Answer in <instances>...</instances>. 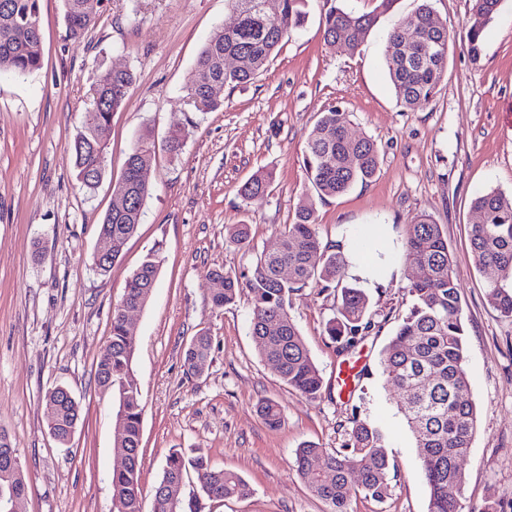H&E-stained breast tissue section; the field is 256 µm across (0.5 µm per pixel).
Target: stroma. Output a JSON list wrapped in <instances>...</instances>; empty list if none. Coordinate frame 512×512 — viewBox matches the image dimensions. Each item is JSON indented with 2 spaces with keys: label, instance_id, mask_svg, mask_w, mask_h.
Returning <instances> with one entry per match:
<instances>
[{
  "label": "stroma",
  "instance_id": "1",
  "mask_svg": "<svg viewBox=\"0 0 512 512\" xmlns=\"http://www.w3.org/2000/svg\"><path fill=\"white\" fill-rule=\"evenodd\" d=\"M418 0H396L354 52L323 40L322 0H309L304 24L286 38L253 83L220 94L223 109L199 111L183 90L198 52L234 16L225 0H101L94 26L71 38L63 0H40L42 65L24 78H0V428L17 448L27 481L21 512H112L111 477L122 464L120 424L101 396L96 363L112 313L145 256L163 263L147 306L130 313L138 340L133 367L144 407L140 480L152 492L170 449L204 456L240 474L244 496L203 500V512H328L295 467L300 443L342 448L352 414L386 434L389 495L352 500L351 512H428L419 450L386 385L381 353L412 306L417 276L402 251L400 272L367 289L375 328L355 349L337 354L324 332L333 291L309 286L293 295L290 314L323 379L309 401L288 390L264 362L250 334L251 300L216 309L211 271L241 272L276 247L279 233L312 195L303 167L305 140L320 112H348L350 131L379 148L373 181L317 203L323 242L347 228L392 227L394 241L416 217L440 224L454 261L466 326L467 371L477 426L462 462L463 512L496 504L512 512V318L485 294L487 276L473 260L472 197L512 194V0H501L472 56L465 27L471 0H431L437 21L454 31L448 75L436 95L403 108L387 76L386 34ZM133 69L137 80L113 112L107 165L94 194L75 179L71 144L89 106L100 67ZM187 135L179 156L162 144ZM150 133L157 148L146 170L150 193L136 234L108 275L96 274L98 224L112 205L132 145ZM274 176L263 200L248 203L241 186L257 171ZM251 228L249 248L227 240V225ZM212 350L202 374L185 353L199 332ZM360 372L341 386V366ZM68 388L81 420L68 447L51 436L43 397ZM279 402L272 429L259 414Z\"/></svg>",
  "mask_w": 512,
  "mask_h": 512
}]
</instances>
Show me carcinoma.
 Here are the masks:
<instances>
[{"label": "carcinoma", "mask_w": 512, "mask_h": 512, "mask_svg": "<svg viewBox=\"0 0 512 512\" xmlns=\"http://www.w3.org/2000/svg\"><path fill=\"white\" fill-rule=\"evenodd\" d=\"M99 0H63L64 18L70 36L81 37L98 15ZM237 11L235 28L216 29L201 47L186 84L189 98L207 110H216L220 99L213 86L220 83L236 88L252 82L265 69L282 41L293 28L302 25L308 0H278L276 12L265 11L263 0H225ZM371 12L328 5L322 18L323 39L331 49L355 51L362 36L388 11L395 0H377ZM500 0H473L467 36L473 54L480 52L486 24L497 12ZM39 0H0V76H28L41 68ZM451 34L433 18L430 0L401 19L387 36L385 67L403 107L412 109L429 101L448 75ZM245 60L232 71L224 69V58ZM135 80L129 69L99 72L94 86L92 110L84 116L71 145L80 188L94 191L99 181L93 175L105 171L106 132L112 113L124 106ZM186 134L170 133L164 150L179 155ZM155 144L141 136L127 155L120 179L113 191L128 197L122 210L110 209L99 224V234L112 237V261L93 257L95 271L104 275L136 233L149 195V186L140 177L148 165ZM379 150L374 140L354 136L349 131V115L336 107L321 113L306 139L303 165L315 201L295 213L292 224L280 233L282 248L262 253L252 267L239 274L214 270L223 287L214 290L212 300L222 309L235 302L240 289L251 297V336L262 360L272 365L276 376L290 390L310 401L321 397L322 377L289 313L290 296L311 283L321 290L340 289L334 314L325 324V333L338 349L348 350L374 329L368 314V297L344 283L345 257L336 244L320 238L316 202L347 192L357 183L366 184L375 175ZM273 174L261 172L245 182L241 197L260 201L270 193ZM471 208L480 222L471 225L470 244L476 267L493 271L486 284V297L501 316L512 318V196L490 190L477 194ZM229 242L246 247L247 224L227 227ZM405 261L423 269V276L410 288L413 303L395 334L384 348L380 365L386 382L402 393L401 413L420 448L421 469L429 487L428 512H463L459 489L465 473L461 460L471 447L477 422L475 403L470 396L466 370L465 326L461 297L454 274L453 258L441 226L426 216L407 225ZM162 263L159 252L147 255L126 282L123 297L112 315L111 336L95 369L97 387L112 398L123 423L121 447L130 451L129 464L112 473L113 512H143L140 485V443L143 406L139 381L133 369L136 337L129 334L124 314L129 308H144L155 287ZM288 268V279L280 277ZM212 338L206 332L193 337L185 355V365L199 374L211 354ZM47 427L58 444L66 446L80 419L76 399L49 403L43 399ZM260 415L276 429L282 413L277 401L262 402ZM348 439L340 450L327 454L314 443L297 448V471L311 492L325 502L329 512H349L351 501L362 492L382 502L389 491L390 462L385 451L384 432L357 416L352 417ZM17 453L8 433L0 429V502L26 492L21 465L12 464ZM321 457L327 471L311 470ZM194 471L200 492L210 500L240 497L246 490L243 478L234 471L215 469L201 456L187 457L177 449L166 455L161 481L154 487L152 512H198L197 496L184 499L188 471Z\"/></svg>", "instance_id": "carcinoma-1"}]
</instances>
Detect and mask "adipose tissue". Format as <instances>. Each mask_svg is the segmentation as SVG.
I'll return each mask as SVG.
<instances>
[{"instance_id":"obj_1","label":"adipose tissue","mask_w":512,"mask_h":512,"mask_svg":"<svg viewBox=\"0 0 512 512\" xmlns=\"http://www.w3.org/2000/svg\"><path fill=\"white\" fill-rule=\"evenodd\" d=\"M341 245L348 263V274L365 287H376L390 275L391 266L387 258L389 241L385 225L374 224L360 233L347 230L341 238Z\"/></svg>"}]
</instances>
